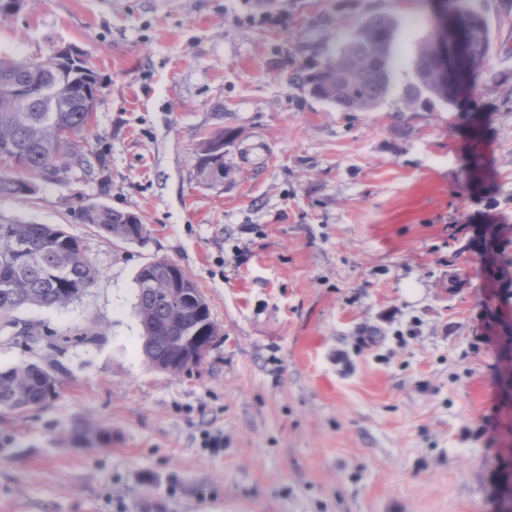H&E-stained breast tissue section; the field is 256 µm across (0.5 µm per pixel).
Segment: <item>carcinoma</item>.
I'll return each instance as SVG.
<instances>
[{
    "mask_svg": "<svg viewBox=\"0 0 512 512\" xmlns=\"http://www.w3.org/2000/svg\"><path fill=\"white\" fill-rule=\"evenodd\" d=\"M457 13L466 41L465 87L474 85L489 64L490 34L484 18L468 0H448ZM398 22L380 15L363 22L348 37L337 55L310 75L295 80L318 100L344 112H370L390 90L392 46ZM436 28L418 46L415 82L407 90L411 102L421 98L456 106L460 97L448 94V84L433 53ZM28 60L0 58V197L27 195L33 179L50 180L79 163L91 167L75 151L76 142L90 127L101 83L90 68L80 65L61 70L52 55L42 58L38 79L27 71ZM229 132L204 145L199 173L210 178L224 167L216 147L229 146ZM80 218L108 237L134 241V231L145 229L143 219L105 205L81 209ZM490 270L512 273L506 248L490 249ZM98 272L80 241L49 224L0 222V319L18 328L17 337L41 342V333L10 318L23 306L65 307L79 299L97 279ZM136 308L143 334L141 351L152 367L171 373L186 371L181 344L185 337L211 346L220 336L204 295L177 264L157 260L136 277ZM57 393L56 377L37 363L0 370V411L22 412L44 406ZM508 495L501 512H512V457L502 468Z\"/></svg>",
    "mask_w": 512,
    "mask_h": 512,
    "instance_id": "obj_1",
    "label": "carcinoma"
}]
</instances>
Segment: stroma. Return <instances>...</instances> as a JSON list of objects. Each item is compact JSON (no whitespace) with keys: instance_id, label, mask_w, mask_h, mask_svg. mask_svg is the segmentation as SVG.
<instances>
[{"instance_id":"stroma-1","label":"stroma","mask_w":512,"mask_h":512,"mask_svg":"<svg viewBox=\"0 0 512 512\" xmlns=\"http://www.w3.org/2000/svg\"><path fill=\"white\" fill-rule=\"evenodd\" d=\"M470 4L490 62L457 107L406 104L439 0H28L0 20V57L87 55L102 88L76 150L106 161L0 198V221L60 226L98 270L16 313L85 340L0 328L1 369L59 382L0 413V512H500L512 295L480 235L512 225V0ZM373 15L399 22L376 110L292 84ZM225 130L227 174L204 181ZM90 204L138 214L144 240L83 223ZM160 259L220 330L189 373L140 349L135 277ZM233 140L229 132L220 133L209 139L204 145L203 154L199 162V173L209 179L216 167L224 169V154L218 155L216 146H229Z\"/></svg>"}]
</instances>
